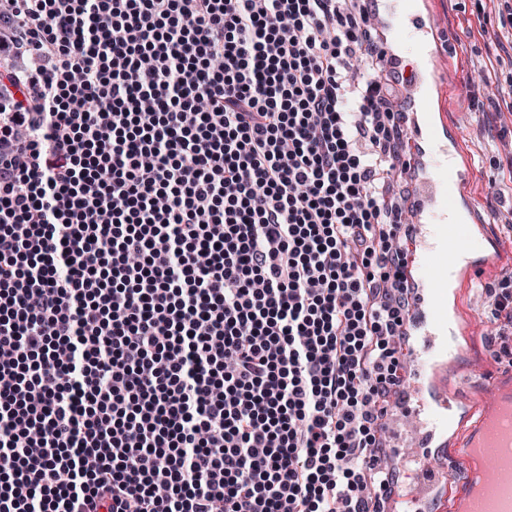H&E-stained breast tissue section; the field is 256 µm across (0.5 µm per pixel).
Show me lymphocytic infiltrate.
I'll use <instances>...</instances> for the list:
<instances>
[{
    "mask_svg": "<svg viewBox=\"0 0 512 512\" xmlns=\"http://www.w3.org/2000/svg\"><path fill=\"white\" fill-rule=\"evenodd\" d=\"M364 0H0V512H382L418 299ZM512 356V271L487 286Z\"/></svg>",
    "mask_w": 512,
    "mask_h": 512,
    "instance_id": "lymphocytic-infiltrate-1",
    "label": "lymphocytic infiltrate"
}]
</instances>
